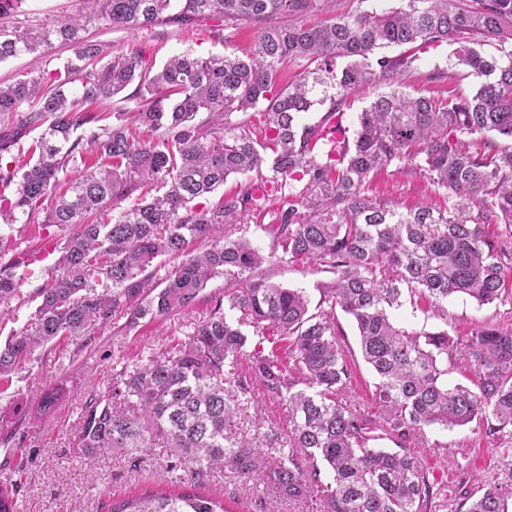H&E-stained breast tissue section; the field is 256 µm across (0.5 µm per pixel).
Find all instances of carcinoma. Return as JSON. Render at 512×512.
<instances>
[{
    "label": "carcinoma",
    "instance_id": "obj_1",
    "mask_svg": "<svg viewBox=\"0 0 512 512\" xmlns=\"http://www.w3.org/2000/svg\"><path fill=\"white\" fill-rule=\"evenodd\" d=\"M172 2L88 0L86 10L46 23L0 25V62L32 56L22 74L0 81V114L27 107L21 124L0 128V153L27 129L43 128L37 158L0 165V180L19 181L0 219L11 225L48 201L46 223L68 230L29 324L0 347V376L61 336L111 323L126 333L148 317L192 308L222 278L224 298L191 334L133 369H112V385L86 404L85 465L108 453L137 462L166 448L172 471L190 463L197 480L226 467L279 498L314 494L320 512H437L443 488L414 450L426 429L475 422L512 457V328L471 329L460 363V336L448 322L450 297L481 306L512 298V150L495 141L512 139V0H398L313 25L300 18L331 10L333 0H180L170 14ZM215 17L226 30L259 28L249 53H184L155 71L144 48L86 36L91 23L198 30ZM58 43L73 58L50 75L40 63ZM444 43L452 55L430 78L458 67L479 81L475 92L403 91V76ZM402 45L410 49L387 54ZM293 61L304 69L290 81ZM132 84L122 101L133 108L112 110L110 123L92 113ZM365 84L390 91L359 113L353 143L339 141L335 120L348 92ZM318 107L320 121L303 122ZM394 163L423 172L446 205L402 211L370 196L373 175ZM68 169L78 176L61 178ZM231 176L239 181L216 204L192 205ZM268 183L277 186L274 199ZM130 198L138 203L112 214ZM265 212L272 220L263 253L244 224ZM282 265L332 275L318 285L316 306L270 280L268 271ZM19 292L0 269V305ZM407 301L441 326H401L394 312ZM338 308L353 320L361 359L377 378L366 409L348 402L357 359L336 324ZM228 310L238 317L228 319ZM246 327L257 338L250 350ZM243 358L246 373H225ZM452 370L468 383L448 382ZM256 386L288 409L284 445L276 433L261 448L238 432L240 401ZM62 397L60 387L44 390L31 414L43 417ZM379 439L397 450L374 447ZM457 470L448 512H509L511 469L480 483L470 482L469 466ZM15 495L0 484V512H18ZM110 512L232 508L176 477L169 488L113 500Z\"/></svg>",
    "mask_w": 512,
    "mask_h": 512
}]
</instances>
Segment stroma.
Wrapping results in <instances>:
<instances>
[{
	"mask_svg": "<svg viewBox=\"0 0 512 512\" xmlns=\"http://www.w3.org/2000/svg\"><path fill=\"white\" fill-rule=\"evenodd\" d=\"M94 39L114 45L138 44L145 47L150 64L161 67L172 55L189 52L206 57L212 54H242L256 38L257 30L243 26L224 41L208 34L188 35L176 26H168L161 39L149 38L146 31L102 29L89 25ZM451 53L441 45L424 54L418 72L403 81L410 94L445 95L455 87L474 91L476 82L467 78L428 81L435 67L444 66ZM372 195L398 202L404 207L442 203L443 195L420 174L391 165L372 182ZM66 229L19 217L12 225L0 223V236L8 238L13 250L0 256L19 280L21 301L0 306V344L26 326L38 302L34 292L47 277L59 256ZM208 298L224 294L223 279L212 281ZM206 302L169 316L142 320L128 335H113L111 327L96 331L91 340L62 338L39 348L23 367L9 377L0 378V483L17 489L20 512H108L112 499L135 494L171 480L166 449H153L139 466L117 454L101 456L95 474H88L79 455L78 438L83 407L95 393L112 383V366L122 362L135 366L141 358L158 351L173 336H185L203 320ZM448 318L465 334L483 323L512 326V306L478 305L453 297L448 301ZM49 386L62 387L63 400L43 419L33 422L16 411L22 402L32 401ZM239 427L247 438L265 443V435L276 431L288 434V411L281 403L253 394L240 406ZM427 442L419 451L437 482L454 485L456 467L470 464L474 477L502 468L504 460L497 443L485 436L476 424L445 430L426 431ZM208 487L237 501L238 512H317L311 500L288 502L252 488L229 470L211 471Z\"/></svg>",
	"mask_w": 512,
	"mask_h": 512,
	"instance_id": "1",
	"label": "stroma"
}]
</instances>
